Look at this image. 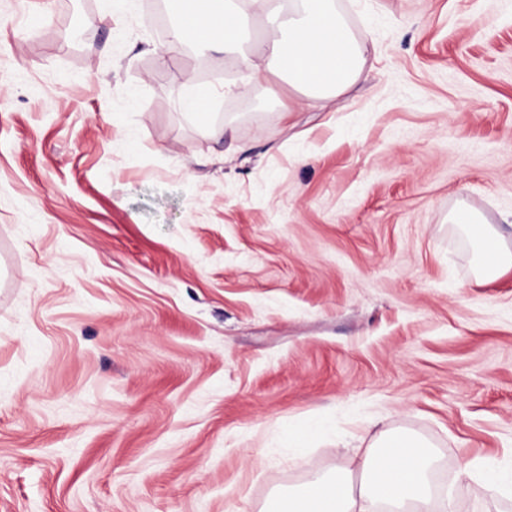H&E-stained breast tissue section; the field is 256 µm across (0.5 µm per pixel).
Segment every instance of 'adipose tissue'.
<instances>
[{"label": "adipose tissue", "mask_w": 512, "mask_h": 512, "mask_svg": "<svg viewBox=\"0 0 512 512\" xmlns=\"http://www.w3.org/2000/svg\"><path fill=\"white\" fill-rule=\"evenodd\" d=\"M268 0H181V15L169 32L170 49L201 43L216 51L233 50L244 37L249 12H264L277 38L252 45L243 62L252 76L280 73L304 93L309 105L325 107L360 78L363 49L336 0H290L287 15L268 9ZM474 247L477 267L493 279L512 269L505 234L461 209L449 216ZM434 458L427 443L405 432H383L372 439L356 469L339 468L301 492L271 500L264 512H377L380 505L416 512H450L452 496L435 497L430 485ZM460 482L476 481L489 493L512 489V469L477 458L457 469Z\"/></svg>", "instance_id": "ef3b65f1"}]
</instances>
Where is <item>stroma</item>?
<instances>
[{
	"label": "stroma",
	"instance_id": "35a3bbf8",
	"mask_svg": "<svg viewBox=\"0 0 512 512\" xmlns=\"http://www.w3.org/2000/svg\"><path fill=\"white\" fill-rule=\"evenodd\" d=\"M112 2L0 0V512H261L369 429L512 512L450 485L512 459V271L448 221L512 224V0H338L322 110ZM323 428V423L318 419H312L307 427L299 433L288 432V447L293 449L295 459L302 464H307L305 448L312 437Z\"/></svg>",
	"mask_w": 512,
	"mask_h": 512
}]
</instances>
